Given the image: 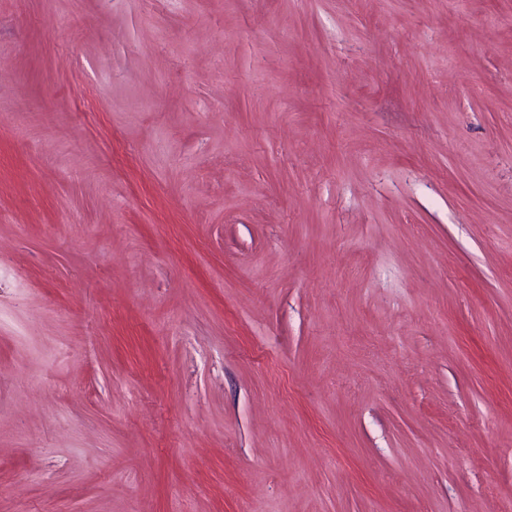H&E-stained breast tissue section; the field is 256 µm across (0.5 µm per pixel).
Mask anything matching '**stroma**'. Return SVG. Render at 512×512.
Instances as JSON below:
<instances>
[{"label": "stroma", "mask_w": 512, "mask_h": 512, "mask_svg": "<svg viewBox=\"0 0 512 512\" xmlns=\"http://www.w3.org/2000/svg\"><path fill=\"white\" fill-rule=\"evenodd\" d=\"M0 512H512V0H0Z\"/></svg>", "instance_id": "35a3bbf8"}]
</instances>
